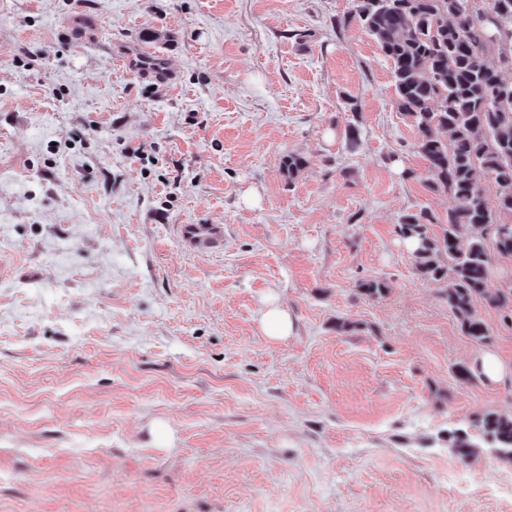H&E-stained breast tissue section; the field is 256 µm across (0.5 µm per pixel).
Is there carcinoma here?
Here are the masks:
<instances>
[{
    "label": "carcinoma",
    "mask_w": 512,
    "mask_h": 512,
    "mask_svg": "<svg viewBox=\"0 0 512 512\" xmlns=\"http://www.w3.org/2000/svg\"><path fill=\"white\" fill-rule=\"evenodd\" d=\"M497 23L484 19L472 0H352L338 20L358 22L392 64L400 111L419 131L417 152L425 161L428 187L453 200L441 235L436 218L423 209L404 214L398 235L415 244L419 277L444 286L448 307L478 346L492 334L474 302L495 308L512 302V288L492 290V253L512 256V0H496ZM497 52L500 66L489 61ZM492 180L495 202L481 183ZM475 432L448 431V445L467 459L487 448L512 460V417L490 411Z\"/></svg>",
    "instance_id": "1"
}]
</instances>
